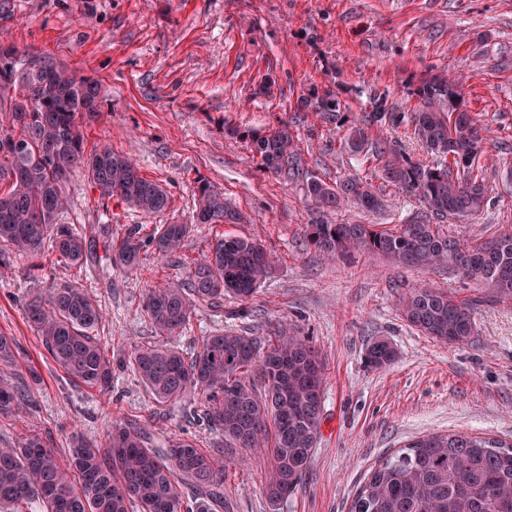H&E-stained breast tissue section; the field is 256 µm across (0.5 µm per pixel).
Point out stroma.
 <instances>
[{
  "instance_id": "stroma-1",
  "label": "stroma",
  "mask_w": 512,
  "mask_h": 512,
  "mask_svg": "<svg viewBox=\"0 0 512 512\" xmlns=\"http://www.w3.org/2000/svg\"><path fill=\"white\" fill-rule=\"evenodd\" d=\"M0 34L15 43L20 64L40 59L100 80L106 91L86 148L107 145L131 155L141 173L169 192L166 212L147 216L118 199L104 200L87 172L68 180L65 223L95 236L108 226L113 243L141 226L191 227L187 252L207 250L221 235L262 241L273 272L249 301L197 308L175 340L158 333L142 309L151 286L178 283L186 269L144 247L133 273L99 255L75 269L50 263L33 269L26 254L0 263V333L17 342L20 380L26 366L42 375L32 404L18 418L0 417V442L29 428L68 458L75 436L103 441L112 421L136 424L160 448L190 437L224 462L221 512H350L356 489L387 455L430 435L480 433L512 439V297L445 267L403 266L375 253L328 260L309 245L310 224H379L391 228L424 214L415 197L390 186L379 212L326 210L301 185L264 171L250 150L257 133L290 123L303 166L333 184L370 174L361 157L341 149L335 126L302 111L301 98L331 94L357 122L383 100L396 112L417 106L416 88L440 73L460 77L462 103L489 127L480 163L489 201L472 219L441 229L465 242L512 232V0H0ZM372 139L439 163L409 124L375 125ZM204 179L248 215L245 224H198L194 187ZM81 283L104 318L96 334L112 361V386L75 384L52 361L29 327L24 306L36 294ZM428 288L473 304L475 334L449 345L411 327L402 298ZM285 324L321 353L325 385L321 432L300 484L277 505L265 494V456L241 465L244 449L195 415L196 393L157 403L128 367L138 346L199 350L203 336L232 331L268 336ZM383 339L396 358L368 367V345Z\"/></svg>"
}]
</instances>
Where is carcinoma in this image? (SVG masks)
Here are the masks:
<instances>
[{
    "label": "carcinoma",
    "instance_id": "1",
    "mask_svg": "<svg viewBox=\"0 0 512 512\" xmlns=\"http://www.w3.org/2000/svg\"><path fill=\"white\" fill-rule=\"evenodd\" d=\"M9 77L0 78V261L4 247L53 258L72 267L95 263L97 242L60 221L67 205L69 173L81 167L101 197H115L146 215L167 210L168 191L144 177L129 155L96 147L85 152L83 122L98 113L102 85L49 61L41 69L17 68V48L8 44ZM419 105L408 117L379 104L359 123L343 119L332 96L300 101L343 134V149L375 162L381 180L417 197L427 215L409 224L377 230L373 224H310L313 249L329 258L367 251L408 266L446 265L465 279L485 282L512 296V233L484 243H466L443 233L436 219L474 216L487 204L479 164L488 128L468 111L452 112L457 83L434 76L417 88ZM408 121L425 147L444 157L427 166L372 140L369 126ZM250 149L268 172L302 179L305 195L318 206L347 204L366 211L385 205L373 183L352 177L329 185L302 168L298 143L286 123L254 137ZM198 224H243L246 217L224 202L205 180L195 187ZM189 224H158L149 243L162 258L189 266L179 284L149 289L143 308L168 337L180 334L196 306L230 294L251 299L268 276L264 245L221 236L198 258L185 252ZM112 263L130 272L139 265L143 240L133 227L118 245L103 244ZM408 323L450 345L475 334L474 307L429 289L409 292L401 303ZM25 313L44 349L72 381L99 392L112 384V360L94 330L103 309L77 284L36 294ZM16 341L0 335V365L11 366ZM396 358L385 341L366 352L368 366L382 369ZM128 363L159 403L174 404L194 391L208 426L240 448L268 453L267 498L276 505L294 491L306 471L321 429L324 364L299 336H247L226 332L202 339L186 356L175 347H136ZM252 382H247V379ZM29 407L25 389L0 380V415ZM224 499V466L191 438H173L162 448L146 445L127 423H112L100 444L76 441L61 459L33 429L13 444L0 445V512H212ZM350 512H512V442L478 433L424 436L384 459L353 498Z\"/></svg>",
    "mask_w": 512,
    "mask_h": 512
}]
</instances>
